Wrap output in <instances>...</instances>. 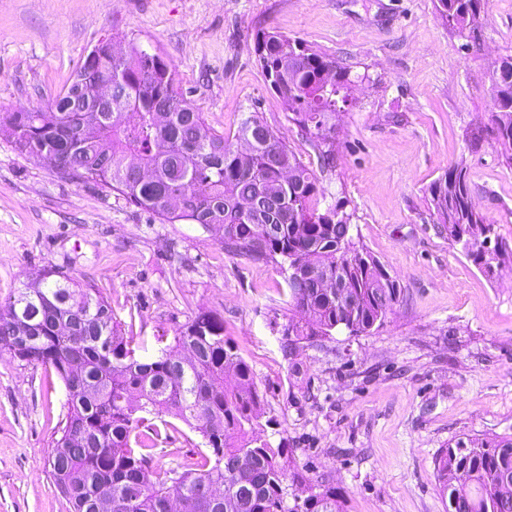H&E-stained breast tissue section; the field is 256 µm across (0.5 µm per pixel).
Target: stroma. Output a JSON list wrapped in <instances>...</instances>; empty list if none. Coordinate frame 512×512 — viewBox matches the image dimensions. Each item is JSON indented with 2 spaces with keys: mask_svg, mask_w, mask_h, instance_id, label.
<instances>
[{
  "mask_svg": "<svg viewBox=\"0 0 512 512\" xmlns=\"http://www.w3.org/2000/svg\"><path fill=\"white\" fill-rule=\"evenodd\" d=\"M276 32L335 57L355 77L332 137L327 202L394 277L401 299L370 333L281 345L295 319L278 264L224 247L221 232L167 224L117 192L62 178L0 132V302L55 267L97 289L141 355L217 314L264 396L257 431L287 439L300 469L347 512H446L434 460L460 437L512 435V268L486 275L442 233L428 187L466 159L473 199L512 242V167L484 138L490 76L512 54V0H491L476 45L434 0H0V112L33 110L69 84L100 41L136 43L173 64L213 130L256 113L307 165L316 151L258 64ZM68 392L54 369L0 354V512H69L51 449ZM150 467L196 461L201 435L171 419Z\"/></svg>",
  "mask_w": 512,
  "mask_h": 512,
  "instance_id": "1",
  "label": "stroma"
}]
</instances>
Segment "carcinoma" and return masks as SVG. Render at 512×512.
Segmentation results:
<instances>
[{
	"mask_svg": "<svg viewBox=\"0 0 512 512\" xmlns=\"http://www.w3.org/2000/svg\"><path fill=\"white\" fill-rule=\"evenodd\" d=\"M490 0H437L448 30L474 40ZM257 61L289 119L335 167L326 147L337 105L347 102L348 68L306 42L256 37ZM112 80V103L90 96L73 111L69 91ZM490 123L466 133L472 148L492 137L512 166V55L491 77ZM16 148L71 180L94 179L169 224L219 226L224 247L279 261L291 322V357L336 331L367 334L399 302L393 277L354 241L352 215L323 205L318 178L259 116L240 122L236 141L206 127L172 64L138 45L86 58L70 85L45 107L1 112ZM464 159L428 188L448 240L485 273L512 263V245L476 208ZM28 336L25 341L22 336ZM51 367L70 395L54 442L56 487L71 512H346L336 487L289 492L307 477L284 441L255 433L264 396L252 367L224 337V321L198 314L174 346L148 360L123 336L108 300L49 268L0 303V349ZM172 416L198 432L208 452L182 469L148 477L151 450L168 440ZM448 512H512V437L459 438L434 461Z\"/></svg>",
	"mask_w": 512,
	"mask_h": 512,
	"instance_id": "cac0c4a2",
	"label": "carcinoma"
}]
</instances>
